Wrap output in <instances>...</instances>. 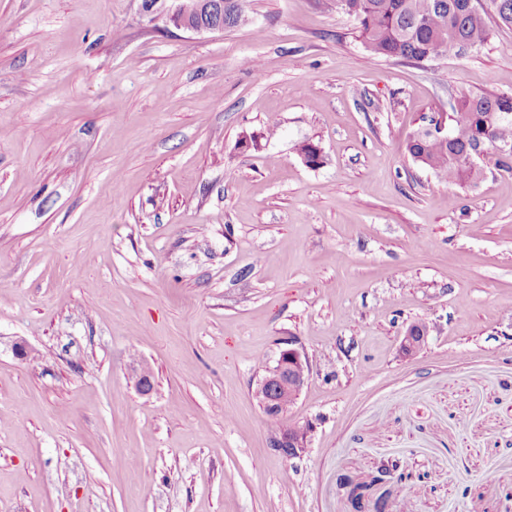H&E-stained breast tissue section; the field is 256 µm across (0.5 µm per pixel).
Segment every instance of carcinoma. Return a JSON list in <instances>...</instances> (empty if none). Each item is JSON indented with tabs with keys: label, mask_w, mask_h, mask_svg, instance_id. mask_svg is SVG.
I'll return each instance as SVG.
<instances>
[{
	"label": "carcinoma",
	"mask_w": 512,
	"mask_h": 512,
	"mask_svg": "<svg viewBox=\"0 0 512 512\" xmlns=\"http://www.w3.org/2000/svg\"><path fill=\"white\" fill-rule=\"evenodd\" d=\"M341 12L356 22L358 38L370 57L418 64L423 59L460 57L485 46L494 30L487 21L492 11L499 23L512 26V0H344ZM249 0H224V28L248 21ZM455 126L446 140L417 129L406 143L410 157L450 185L465 186L480 172L467 168L462 156L480 147L500 169L512 170V159L499 152L512 148V94L463 96ZM297 153L306 164L320 165L317 145L302 141Z\"/></svg>",
	"instance_id": "1"
}]
</instances>
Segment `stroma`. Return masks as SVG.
Returning a JSON list of instances; mask_svg holds the SVG:
<instances>
[{
	"label": "stroma",
	"instance_id": "35a3bbf8",
	"mask_svg": "<svg viewBox=\"0 0 512 512\" xmlns=\"http://www.w3.org/2000/svg\"><path fill=\"white\" fill-rule=\"evenodd\" d=\"M329 2L198 35L0 0V512H512V170L451 187L405 151L512 94V27L373 59ZM291 336L289 460L254 390ZM293 405V399L284 397L281 400V411L279 417L271 418V421L277 425V428L274 431H280L271 437V448H273V450L282 457L288 459L300 458L302 456L303 452L307 448V440L310 433V427L308 425L303 426L306 430L304 435H299L303 431L300 426H288L293 427L294 434L298 436H294L291 429H288V427L284 429L281 428L280 422L287 419L288 410Z\"/></svg>",
	"mask_w": 512,
	"mask_h": 512
}]
</instances>
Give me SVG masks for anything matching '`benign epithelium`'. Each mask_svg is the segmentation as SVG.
Here are the masks:
<instances>
[{
	"label": "benign epithelium",
	"instance_id": "obj_1",
	"mask_svg": "<svg viewBox=\"0 0 512 512\" xmlns=\"http://www.w3.org/2000/svg\"><path fill=\"white\" fill-rule=\"evenodd\" d=\"M140 11L147 22L157 29L167 30L172 26L196 34L224 30V25L213 18L215 13H224L222 0H201L194 16L181 10L180 0H140ZM427 334L425 325L418 332L407 329L401 342L402 352L407 356L416 354L425 345ZM309 372L306 350L297 338H288L276 364L265 368L264 374L256 382V389L265 393L263 407H273L282 393L299 396ZM307 440L308 435L295 436L290 429L284 428L271 437V448L284 458H299L307 448Z\"/></svg>",
	"mask_w": 512,
	"mask_h": 512
}]
</instances>
